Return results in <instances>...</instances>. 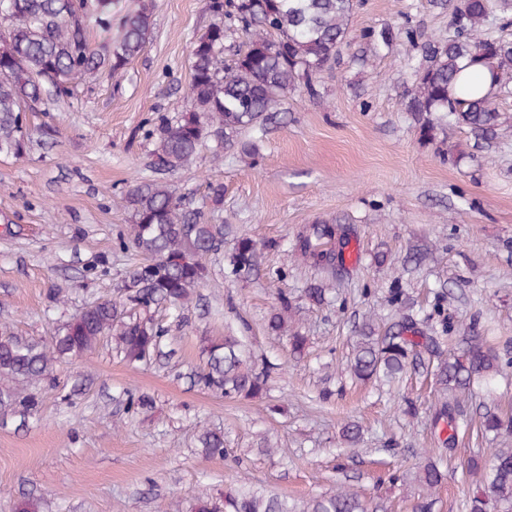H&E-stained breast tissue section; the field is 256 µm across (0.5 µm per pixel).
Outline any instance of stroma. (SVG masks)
<instances>
[{
    "mask_svg": "<svg viewBox=\"0 0 512 512\" xmlns=\"http://www.w3.org/2000/svg\"><path fill=\"white\" fill-rule=\"evenodd\" d=\"M151 3L153 39L126 74L101 75L54 111L27 113L26 152L0 155V323L25 338L50 343L84 308L118 297L140 261L119 237L129 229V190L155 177L147 122L187 109L190 45L211 21L208 0ZM449 21L446 0H358L351 47L359 49L364 30L387 24L443 40ZM420 60L418 45L402 38L367 66L340 62L323 74L321 98L284 100L259 160L235 149L216 158L206 148L166 176L197 205L209 183H223L214 221L276 242L264 254L267 274L237 280L224 256H210L187 323L167 306L155 310L170 329V357L131 363L105 339L56 365L53 381L27 383L36 415L0 411V512L28 495L43 512H195L199 497L240 486L300 502L336 491L341 428L350 421L363 429L350 485L388 512H410L416 487L383 477L433 448L434 385L415 372L392 394L353 381L356 326L393 314L391 288L427 312L444 287L454 335H467L478 315L497 350L512 353V95L499 102L504 122L494 136L450 126L423 141L401 105ZM46 126L54 138L41 137ZM320 221L354 227L357 239L347 274L315 305L304 290L318 276L286 247ZM280 291L299 306L294 327L308 338L300 360L266 326ZM228 327L246 337L257 361L276 364L263 397L229 399L192 384L202 337ZM130 393L150 395L152 408H128ZM409 402L416 415L404 413ZM488 407L512 416V367L494 392L474 389L464 413L476 422ZM205 428L223 432L224 458L199 453ZM264 435L275 453L259 452ZM510 445L512 435L462 443L434 512H467L472 478L463 457Z\"/></svg>",
    "mask_w": 512,
    "mask_h": 512,
    "instance_id": "1",
    "label": "stroma"
}]
</instances>
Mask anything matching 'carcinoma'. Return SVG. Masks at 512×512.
Instances as JSON below:
<instances>
[{"label":"carcinoma","mask_w":512,"mask_h":512,"mask_svg":"<svg viewBox=\"0 0 512 512\" xmlns=\"http://www.w3.org/2000/svg\"><path fill=\"white\" fill-rule=\"evenodd\" d=\"M119 0H5L0 21L7 34L0 40V153L19 154L28 142L26 113L50 112L74 97L88 76L121 74L153 39V12L145 0L120 18V34L96 48L87 36L92 17L105 30ZM354 0H209L214 21L190 47V107L176 117L158 113L147 133L153 148L150 167L160 175L172 174L191 163L200 148L214 142L258 156V144L268 123L288 94L320 96V75L340 62L349 46L348 22ZM451 17L448 39H427L421 44L425 64L413 70L412 84L402 94L404 111L412 114L421 139L430 141L438 127L465 126L475 135L495 132L501 125L497 106L500 93L512 89V38L503 35L512 24L507 19L493 26L489 0H448ZM486 27L483 37L473 32ZM249 36L240 48L226 45L236 32ZM413 41L410 28H370L363 35L365 50L376 54L398 38ZM232 50L224 60V50ZM481 59L494 76V92L481 95L460 77L462 64ZM244 132L254 134L243 140ZM210 206L192 207L163 182L153 180L130 189L128 236L120 244L144 256L118 300H103L71 318L47 346L17 335L10 325H0V409L31 416L38 400L19 384L53 379L60 360L82 355L109 337L129 362H143L163 352L166 329L152 309L166 303L183 310L208 275L206 257L224 251V225L212 223V213L223 204L224 185L211 183ZM352 230L338 224H310L294 239L292 254L319 275L305 290L308 301L326 300V283L346 271L345 251ZM278 247L257 243L246 235L235 238L227 255L230 276L250 279L260 274L262 254ZM444 291L435 293L431 313L418 316L405 305L403 291L391 289L395 321L385 326L372 319L356 330L350 372L363 382L393 383L408 370L420 369L433 377L437 403L432 428L438 447L451 453L468 427L459 396L474 381H490L503 367L512 365L493 348L473 320L470 335L462 337L459 352L449 355L444 342L452 327L444 314ZM297 309L286 294L267 319L268 330L288 337L294 356L304 354L308 338L291 328ZM206 361L193 373L202 390L226 398H258L267 389L274 365H258L243 337L232 333L201 339ZM484 430L512 433V417L488 409L482 414ZM361 427L348 422L341 438L348 447L361 442ZM205 458L224 457V434L205 429L198 438ZM444 456L433 453L415 471H397L390 481L415 482L428 495L413 501L411 512H433L431 492L446 480ZM465 470L478 476L468 512H512V448H497L483 462L470 456ZM384 506L363 500L344 488L317 496L299 507L273 493L230 488L224 496L201 501L199 512H382Z\"/></svg>","instance_id":"obj_1"}]
</instances>
